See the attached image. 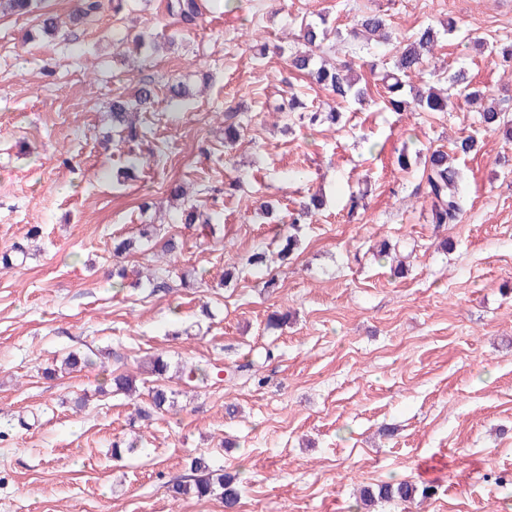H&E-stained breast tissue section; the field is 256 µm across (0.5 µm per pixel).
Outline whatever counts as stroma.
<instances>
[{"label": "stroma", "instance_id": "1", "mask_svg": "<svg viewBox=\"0 0 512 512\" xmlns=\"http://www.w3.org/2000/svg\"><path fill=\"white\" fill-rule=\"evenodd\" d=\"M166 4L126 0L73 25L74 0H47L64 22L55 38L35 16L0 14V254L30 252L0 267V512H224L216 496L169 495L198 456L239 475L237 512H362V489L401 480L427 496L369 512H512V142L480 130L460 98L400 115L344 102L333 127L273 109L294 92L335 102L288 69L301 22L332 32L372 11L400 39L457 21L431 65L465 66L489 97L512 99L473 43L512 42V0H234L194 26ZM139 34L160 51L137 54ZM175 78L190 100L170 101ZM145 85L155 98L142 136L114 145L112 98ZM235 105L248 123L228 148ZM471 134L463 219L431 224L420 166L401 170L397 157ZM132 153L145 165L125 179ZM178 187L210 226L181 223ZM353 191L363 205L352 213ZM314 194L325 205L281 260L256 208L275 202L284 218ZM146 224L158 227L151 241L113 253ZM385 240L405 276L378 257ZM259 249L265 265L249 266ZM155 277L166 291H152ZM275 313L285 322L269 325ZM71 352L88 365L62 371ZM156 356L174 405L144 420L148 385L127 396L111 378ZM191 366L207 378L185 383ZM116 441L135 448L113 457Z\"/></svg>", "mask_w": 512, "mask_h": 512}]
</instances>
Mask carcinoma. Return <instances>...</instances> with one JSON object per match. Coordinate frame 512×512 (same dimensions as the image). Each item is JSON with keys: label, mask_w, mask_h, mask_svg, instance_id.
Instances as JSON below:
<instances>
[{"label": "carcinoma", "mask_w": 512, "mask_h": 512, "mask_svg": "<svg viewBox=\"0 0 512 512\" xmlns=\"http://www.w3.org/2000/svg\"><path fill=\"white\" fill-rule=\"evenodd\" d=\"M40 4L41 0H0V11L9 14L33 13L39 9ZM101 9L102 0H77L73 19L79 23L84 22ZM167 9L185 25L197 24L203 15L198 0H168ZM384 29L385 21L380 15L367 13L359 16L348 32L336 31V41L340 43L346 37L355 38L361 34L367 38L381 37L382 44L393 45L392 64L376 75L377 84L383 89L381 103L384 108L393 112H406L413 108L423 112H446L452 105L451 95L454 91L466 93L468 101L472 103L481 100L482 91L473 86L472 80L461 68L446 75L434 72L430 74V77L437 78V82L447 84L445 89L434 86L422 88L411 84L414 77L423 73L425 54L431 51L437 40V31L433 26L423 27L410 38L396 43L390 36L383 35ZM326 40V29L313 23L302 24L296 38V50L288 55V67L306 73L316 84L330 90L336 99L342 102H367V89L360 86L359 79L354 77L356 69L353 60L338 58L336 66L331 70L315 62L314 50L321 49ZM475 43L488 54L500 58V65L512 72V43L501 49L499 40L490 35L475 38ZM152 102L153 90L147 87L139 88L132 100L121 97L112 99L110 116L113 134L120 138L136 137L134 116L147 110ZM339 117L340 112L334 108L327 112L308 113V121L312 126L324 123L334 125L339 121ZM479 124L485 130L502 131L507 140H512V117L508 116V110L499 103L479 112ZM477 148V138L468 135L457 139L450 153L435 149L424 156L420 184L423 185L424 198L430 203L432 223L458 224L462 221L464 203L458 189V172L454 166V156L468 155ZM321 206L322 201L314 196L289 213L288 224L284 225L278 234V239L282 242V259H287L298 245L293 230L297 229L298 225L306 223L312 212ZM166 407H171L168 391L158 385L152 388L150 402L142 415L147 418L152 411ZM190 468L194 472L193 481L172 485L173 499L179 500L189 495L202 499L218 494L224 503V512H235L240 500V489L235 477L210 469L202 456L194 458ZM416 492L417 487L408 481L396 484L383 483L374 490L366 489L363 501L366 506L377 500L393 498L406 502L412 500Z\"/></svg>", "instance_id": "carcinoma-1"}]
</instances>
